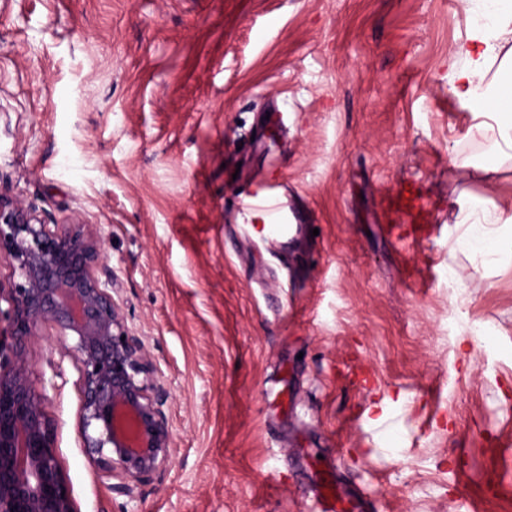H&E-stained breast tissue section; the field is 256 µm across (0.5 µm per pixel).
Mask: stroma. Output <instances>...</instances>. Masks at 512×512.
I'll use <instances>...</instances> for the list:
<instances>
[{"mask_svg": "<svg viewBox=\"0 0 512 512\" xmlns=\"http://www.w3.org/2000/svg\"><path fill=\"white\" fill-rule=\"evenodd\" d=\"M460 0H0V192L96 225L170 390L174 447L135 501L77 434L79 371L31 344L78 512H512V256L464 252L457 199L512 209L448 90ZM295 113L275 169L308 203L299 287L232 206L238 140ZM426 203L425 232L389 188ZM493 329L469 334V322ZM331 492V495H328ZM321 507L322 512H362L363 509L357 504L346 507L343 499L336 493L335 486L332 482L326 481L321 484Z\"/></svg>", "mask_w": 512, "mask_h": 512, "instance_id": "35a3bbf8", "label": "stroma"}]
</instances>
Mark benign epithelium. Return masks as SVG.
Here are the masks:
<instances>
[{"label":"benign epithelium","instance_id":"obj_1","mask_svg":"<svg viewBox=\"0 0 512 512\" xmlns=\"http://www.w3.org/2000/svg\"><path fill=\"white\" fill-rule=\"evenodd\" d=\"M16 277L0 287V512H77L56 451L45 379L27 355L47 328L80 370L78 435L111 493L136 498L162 472L173 447L164 410L170 392L145 338L129 325L94 224L50 226L0 193V258Z\"/></svg>","mask_w":512,"mask_h":512}]
</instances>
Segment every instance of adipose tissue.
<instances>
[{
  "instance_id": "obj_1",
  "label": "adipose tissue",
  "mask_w": 512,
  "mask_h": 512,
  "mask_svg": "<svg viewBox=\"0 0 512 512\" xmlns=\"http://www.w3.org/2000/svg\"><path fill=\"white\" fill-rule=\"evenodd\" d=\"M472 18L468 38L455 45L448 58L450 93L481 107L466 132L472 141L488 145L497 159L512 158V0H487L476 6L462 0ZM495 163L489 171H496ZM460 240L471 252L487 257L512 253V239L498 232L512 224V215L499 206L479 208L457 203Z\"/></svg>"
}]
</instances>
